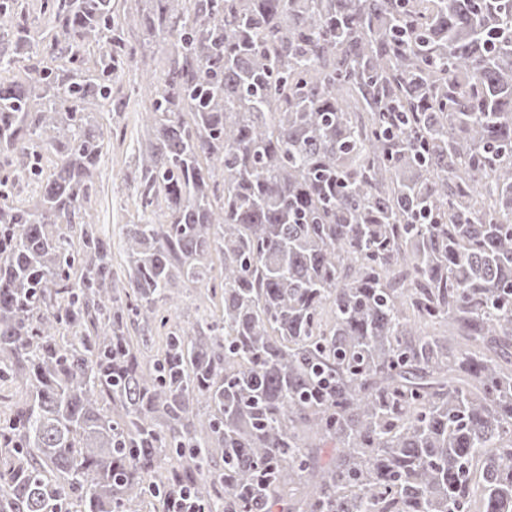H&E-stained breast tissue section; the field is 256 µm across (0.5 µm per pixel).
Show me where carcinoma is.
Listing matches in <instances>:
<instances>
[{"label":"carcinoma","instance_id":"carcinoma-1","mask_svg":"<svg viewBox=\"0 0 512 512\" xmlns=\"http://www.w3.org/2000/svg\"><path fill=\"white\" fill-rule=\"evenodd\" d=\"M130 67L120 276L92 210L126 132L96 114L138 97L112 103ZM12 70L0 379L27 399L0 512L183 487L207 512H512V0H0ZM180 282L222 308L144 365L127 320L167 327Z\"/></svg>","mask_w":512,"mask_h":512}]
</instances>
